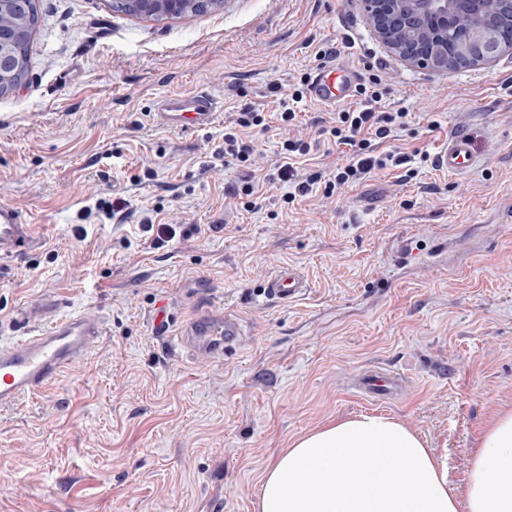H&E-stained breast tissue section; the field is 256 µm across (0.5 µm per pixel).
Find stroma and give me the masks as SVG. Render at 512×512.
Masks as SVG:
<instances>
[{"label": "stroma", "mask_w": 512, "mask_h": 512, "mask_svg": "<svg viewBox=\"0 0 512 512\" xmlns=\"http://www.w3.org/2000/svg\"><path fill=\"white\" fill-rule=\"evenodd\" d=\"M29 75L0 96V204L21 208L43 241L0 275V339L15 311H93L107 334L61 381L0 411V512H257L268 461L339 417L380 414L445 456L448 483L491 416L512 408V54L452 74L411 68L371 33L361 0H224L161 21L113 13L110 0H40ZM350 35L337 63L371 62L389 89L381 110L408 114L381 151L409 166L373 171L325 196L352 156L322 144L299 158L321 174L284 204L280 143L333 114L306 104L296 127L248 133L262 163L225 167L224 123L181 133L156 116L170 94L205 90L225 112L277 105L270 83L313 73L317 53ZM468 130L479 156L450 175L432 158ZM152 177H145V170ZM258 185L261 209L230 189ZM120 197L122 218L102 202ZM160 214L175 238L145 220ZM447 238L446 253L428 251ZM403 242L420 259L395 255ZM293 265L311 282L297 302L260 287ZM201 309L238 313L240 345L197 357L156 327ZM399 373L379 401L350 380Z\"/></svg>", "instance_id": "obj_1"}]
</instances>
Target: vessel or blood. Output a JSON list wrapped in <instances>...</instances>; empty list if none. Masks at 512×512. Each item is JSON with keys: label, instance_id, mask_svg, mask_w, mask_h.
I'll list each match as a JSON object with an SVG mask.
<instances>
[{"label": "vessel or blood", "instance_id": "obj_1", "mask_svg": "<svg viewBox=\"0 0 512 512\" xmlns=\"http://www.w3.org/2000/svg\"><path fill=\"white\" fill-rule=\"evenodd\" d=\"M354 93L350 75L340 74L335 66L322 65L307 84V96L327 109L348 102ZM219 117L217 101L203 92L177 93L161 99L158 118L167 129L196 132L213 125ZM478 163L468 131L456 129L434 155L440 171L460 174ZM40 245V237L23 211L15 206L0 205V259L22 260ZM310 286L306 276L288 266L276 271L264 284L267 300L288 304L306 293ZM106 334L99 314L83 312L52 320L45 328L13 340H0V409L10 408L48 385L61 380L74 364L85 359ZM245 334L242 320L224 310L203 312L185 321L176 334V344L195 355H221L233 350ZM399 375L374 372L359 381L361 393L386 397L401 386Z\"/></svg>", "mask_w": 512, "mask_h": 512}]
</instances>
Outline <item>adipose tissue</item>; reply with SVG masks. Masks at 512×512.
Here are the masks:
<instances>
[{
    "label": "adipose tissue",
    "instance_id": "1",
    "mask_svg": "<svg viewBox=\"0 0 512 512\" xmlns=\"http://www.w3.org/2000/svg\"><path fill=\"white\" fill-rule=\"evenodd\" d=\"M258 512H512V411L471 449L461 489L444 459L404 424L339 419L297 438L265 469Z\"/></svg>",
    "mask_w": 512,
    "mask_h": 512
}]
</instances>
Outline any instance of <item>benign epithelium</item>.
<instances>
[{
    "mask_svg": "<svg viewBox=\"0 0 512 512\" xmlns=\"http://www.w3.org/2000/svg\"><path fill=\"white\" fill-rule=\"evenodd\" d=\"M371 31L402 62L453 73L512 53V0H362ZM0 89L18 83L26 0H0Z\"/></svg>",
    "mask_w": 512,
    "mask_h": 512,
    "instance_id": "obj_1",
    "label": "benign epithelium"
}]
</instances>
